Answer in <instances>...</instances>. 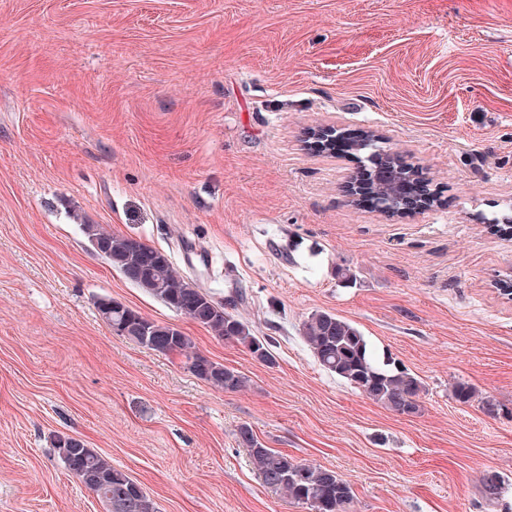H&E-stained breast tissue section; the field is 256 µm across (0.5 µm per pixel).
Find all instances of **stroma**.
Here are the masks:
<instances>
[{"label":"stroma","instance_id":"obj_1","mask_svg":"<svg viewBox=\"0 0 512 512\" xmlns=\"http://www.w3.org/2000/svg\"><path fill=\"white\" fill-rule=\"evenodd\" d=\"M323 125L385 137L438 204L388 218L352 201L356 161L306 146ZM502 215L512 0H0V512H106L57 435L158 512H305L264 485L244 424L342 475L357 512H512V299L495 286L512 240L487 227ZM85 224L166 250L216 300L245 289L273 363L129 283ZM103 296L246 386L116 335ZM317 310L422 380L419 413L319 366L301 334ZM458 380L477 401L453 399Z\"/></svg>","mask_w":512,"mask_h":512}]
</instances>
